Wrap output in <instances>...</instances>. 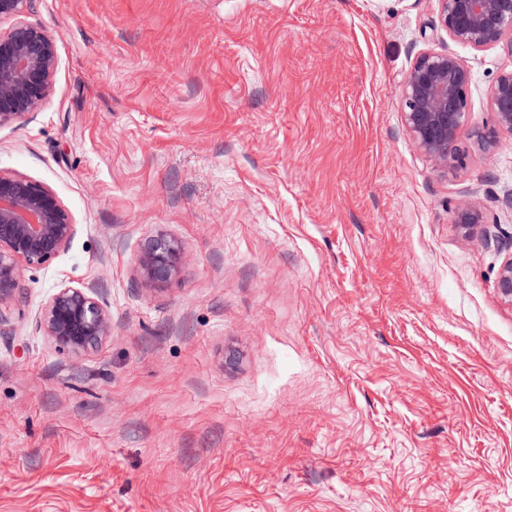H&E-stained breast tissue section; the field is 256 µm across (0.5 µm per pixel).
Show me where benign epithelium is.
Returning <instances> with one entry per match:
<instances>
[{"label":"benign epithelium","instance_id":"obj_1","mask_svg":"<svg viewBox=\"0 0 512 512\" xmlns=\"http://www.w3.org/2000/svg\"><path fill=\"white\" fill-rule=\"evenodd\" d=\"M27 0H0V128L31 119L47 100L58 67L56 43L43 28L18 20ZM439 24L452 41L481 49L501 45L512 55V0H438ZM470 68L447 52L416 58L401 90V111L419 148L434 167H463L466 136L487 150L501 139L512 141V70L501 72L490 88L495 125L489 130L468 124ZM453 223L468 230L487 223L476 202L464 199ZM78 224L55 191L40 181L0 172V325L19 302L24 270L50 263L74 240ZM178 244L163 237L150 240L140 266L150 283L170 281L181 264ZM497 287L512 297V259L498 273ZM39 328L54 348L81 357L112 336V314L98 299V288L63 285L46 302Z\"/></svg>","mask_w":512,"mask_h":512}]
</instances>
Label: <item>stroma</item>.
<instances>
[{"label":"stroma","instance_id":"35a3bbf8","mask_svg":"<svg viewBox=\"0 0 512 512\" xmlns=\"http://www.w3.org/2000/svg\"><path fill=\"white\" fill-rule=\"evenodd\" d=\"M438 0H28L51 94L0 171L78 232L0 329V512H512V143L441 172L400 108L418 56L512 69ZM488 223L464 235L458 200ZM178 242L171 281L138 259ZM99 284L112 337L37 326ZM39 328L56 350L81 357L112 336V314L95 284L63 285L43 307Z\"/></svg>","mask_w":512,"mask_h":512}]
</instances>
